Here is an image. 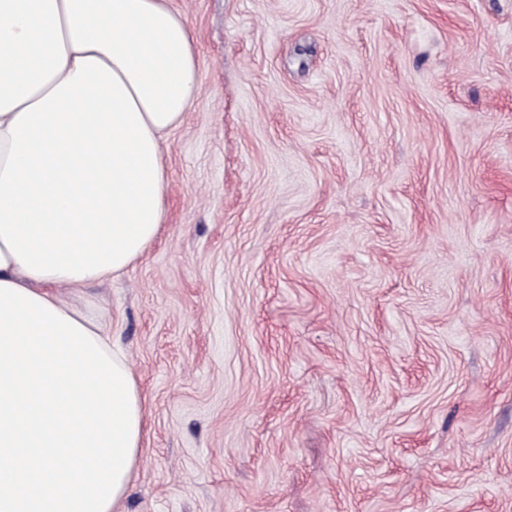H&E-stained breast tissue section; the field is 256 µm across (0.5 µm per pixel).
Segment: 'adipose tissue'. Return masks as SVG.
Here are the masks:
<instances>
[{"label": "adipose tissue", "instance_id": "1", "mask_svg": "<svg viewBox=\"0 0 512 512\" xmlns=\"http://www.w3.org/2000/svg\"><path fill=\"white\" fill-rule=\"evenodd\" d=\"M197 72L172 0H0V512H119L136 475V376L61 293L154 244Z\"/></svg>", "mask_w": 512, "mask_h": 512}]
</instances>
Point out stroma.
I'll list each match as a JSON object with an SVG mask.
<instances>
[{
	"label": "stroma",
	"instance_id": "stroma-1",
	"mask_svg": "<svg viewBox=\"0 0 512 512\" xmlns=\"http://www.w3.org/2000/svg\"><path fill=\"white\" fill-rule=\"evenodd\" d=\"M201 95L87 312L121 512H512V0H172Z\"/></svg>",
	"mask_w": 512,
	"mask_h": 512
}]
</instances>
